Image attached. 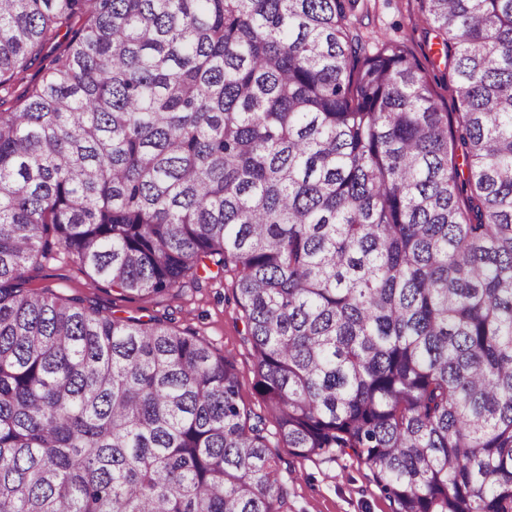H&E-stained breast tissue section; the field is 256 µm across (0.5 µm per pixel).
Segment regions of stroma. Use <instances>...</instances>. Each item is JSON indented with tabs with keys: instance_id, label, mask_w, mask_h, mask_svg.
Masks as SVG:
<instances>
[{
	"instance_id": "stroma-1",
	"label": "stroma",
	"mask_w": 512,
	"mask_h": 512,
	"mask_svg": "<svg viewBox=\"0 0 512 512\" xmlns=\"http://www.w3.org/2000/svg\"><path fill=\"white\" fill-rule=\"evenodd\" d=\"M351 20L363 37L365 51H373L380 39L403 41L441 95L445 111H456L452 72L438 62V40L421 20V0H357ZM31 276L33 285L49 287L59 297H79L122 317H155L203 338L215 354L233 359L246 406L262 413V399L254 390L252 348L235 298V272L209 266L200 271L198 285H186L150 302L129 299L106 282L90 279L61 249L32 270ZM267 438L288 489V512H395V503L356 456L304 459L275 430H268Z\"/></svg>"
}]
</instances>
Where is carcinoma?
I'll return each instance as SVG.
<instances>
[{
    "label": "carcinoma",
    "instance_id": "obj_1",
    "mask_svg": "<svg viewBox=\"0 0 512 512\" xmlns=\"http://www.w3.org/2000/svg\"><path fill=\"white\" fill-rule=\"evenodd\" d=\"M446 112L353 0H0V512H284L267 424L396 512H512V0H421ZM150 301L208 262L265 414ZM50 58H47L45 61H36L31 68L27 71L25 74V77L22 81H19L13 85L11 94L9 95V98L7 101H4L1 104L0 110L2 112H8L13 107H15L18 104V100H20L24 93L26 88L39 81L44 73L43 68L48 63V60ZM209 265L199 270V287L187 283L179 292L151 302L131 300L106 282L93 281L63 249L55 250L52 258L29 275L33 286H48L61 298L79 297L116 316L143 320L156 317L203 338L216 355L233 359L245 405L252 412L263 414L262 399L254 390L252 348L245 339L246 324L235 298L236 273Z\"/></svg>",
    "mask_w": 512,
    "mask_h": 512
}]
</instances>
